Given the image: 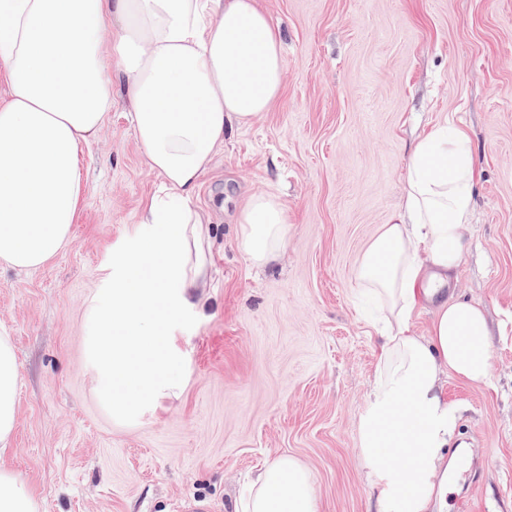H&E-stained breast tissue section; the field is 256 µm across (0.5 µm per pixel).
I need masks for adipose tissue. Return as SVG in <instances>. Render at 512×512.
Returning <instances> with one entry per match:
<instances>
[{
    "label": "adipose tissue",
    "mask_w": 512,
    "mask_h": 512,
    "mask_svg": "<svg viewBox=\"0 0 512 512\" xmlns=\"http://www.w3.org/2000/svg\"><path fill=\"white\" fill-rule=\"evenodd\" d=\"M118 28L114 44L106 35ZM112 49L125 79L135 135L160 189L85 309V358L113 421L129 423L178 389L179 321L198 305L212 248V216L194 204L228 132L278 99L282 36L257 0H0V262L32 271L71 238L83 200L78 151L112 108ZM477 174L466 133L441 129L410 158L404 203L362 256L363 293L385 311L376 383L360 418V453L376 512H428L458 417L441 378L485 381L483 309L441 304L428 336L411 333L421 296L448 284L463 253ZM238 244L258 266L287 243L273 194L252 195L237 218ZM19 368L0 336V446L16 427ZM402 457L405 468L392 463ZM234 512H316L313 476L282 456L257 471Z\"/></svg>",
    "instance_id": "adipose-tissue-1"
}]
</instances>
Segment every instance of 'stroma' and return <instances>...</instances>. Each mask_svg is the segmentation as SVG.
<instances>
[{"label": "stroma", "mask_w": 512, "mask_h": 512, "mask_svg": "<svg viewBox=\"0 0 512 512\" xmlns=\"http://www.w3.org/2000/svg\"><path fill=\"white\" fill-rule=\"evenodd\" d=\"M259 5L282 33V90L228 134L195 195L214 214V243L202 310L181 322L180 388L115 423L83 354L85 302L160 185L117 77L111 111L79 151L69 243L35 271L0 265V336L20 375L0 468L40 512H233L244 478L288 456L312 473L317 512H371L359 431L381 333L357 265L397 221L416 142L453 125L478 179L448 293L484 309L490 364L487 383L443 380L476 460L447 486L468 491L473 512H512V0ZM257 193L288 215L287 244L263 267L234 224Z\"/></svg>", "instance_id": "stroma-1"}]
</instances>
